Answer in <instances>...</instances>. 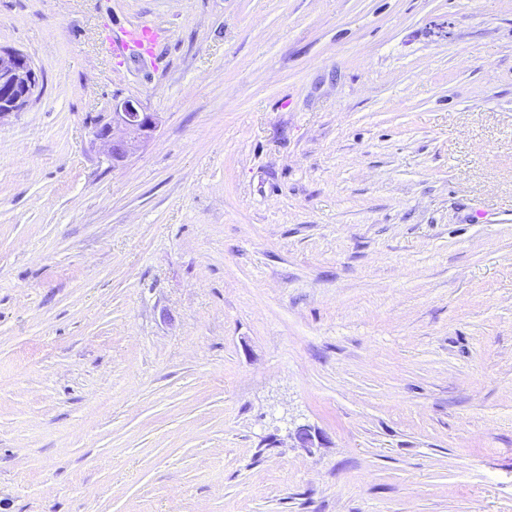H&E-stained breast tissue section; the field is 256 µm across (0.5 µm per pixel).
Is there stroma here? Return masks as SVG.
I'll list each match as a JSON object with an SVG mask.
<instances>
[{
  "instance_id": "35a3bbf8",
  "label": "stroma",
  "mask_w": 512,
  "mask_h": 512,
  "mask_svg": "<svg viewBox=\"0 0 512 512\" xmlns=\"http://www.w3.org/2000/svg\"><path fill=\"white\" fill-rule=\"evenodd\" d=\"M0 46L43 78L0 120V512H512V0H0ZM161 30L147 25H136L123 32L119 48L128 50L132 47L139 49L146 48V52H150L148 46L156 43L161 38ZM158 120L156 113L147 112L140 103L123 100L113 104L112 112L95 122L91 134L93 141L104 147L112 165H117L152 139ZM114 125L122 126L127 136L115 139L112 136Z\"/></svg>"
}]
</instances>
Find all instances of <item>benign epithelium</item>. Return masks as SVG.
Returning a JSON list of instances; mask_svg holds the SVG:
<instances>
[{
  "instance_id": "7a95c632",
  "label": "benign epithelium",
  "mask_w": 512,
  "mask_h": 512,
  "mask_svg": "<svg viewBox=\"0 0 512 512\" xmlns=\"http://www.w3.org/2000/svg\"><path fill=\"white\" fill-rule=\"evenodd\" d=\"M43 81L24 53L0 48V120L20 112L38 100ZM126 130L127 136L116 139L112 128ZM158 127V116L138 102L123 100L112 105V112L95 122L93 141L102 145L112 165L124 162L148 143Z\"/></svg>"
}]
</instances>
